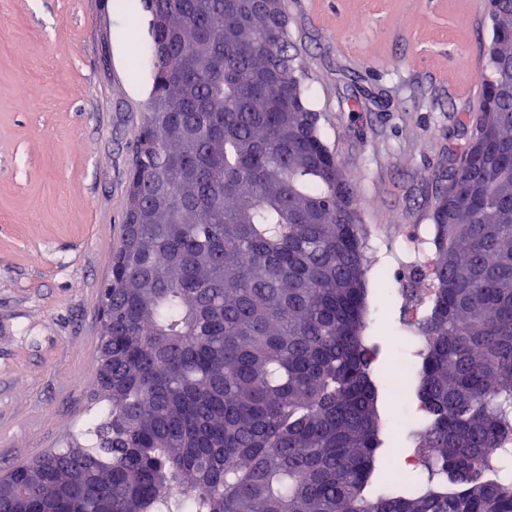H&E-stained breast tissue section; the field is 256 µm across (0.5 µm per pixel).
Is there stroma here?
<instances>
[{"mask_svg":"<svg viewBox=\"0 0 512 512\" xmlns=\"http://www.w3.org/2000/svg\"><path fill=\"white\" fill-rule=\"evenodd\" d=\"M149 20L142 0H0V473L90 443L105 409L83 380L152 91ZM491 34L487 0H288L319 133L386 241L427 223ZM400 316L389 299L371 317L387 374L409 348Z\"/></svg>","mask_w":512,"mask_h":512,"instance_id":"stroma-1","label":"stroma"}]
</instances>
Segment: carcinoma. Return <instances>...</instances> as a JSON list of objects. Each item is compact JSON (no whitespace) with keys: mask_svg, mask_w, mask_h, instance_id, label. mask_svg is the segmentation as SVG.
Segmentation results:
<instances>
[{"mask_svg":"<svg viewBox=\"0 0 512 512\" xmlns=\"http://www.w3.org/2000/svg\"><path fill=\"white\" fill-rule=\"evenodd\" d=\"M166 26L127 210L101 294L112 386L91 448L0 475L31 512H512V93L481 79L479 152L448 169L430 220L436 292L408 326V442L397 471L368 333L384 287L341 163L305 102L287 0H153ZM491 58L512 61V0L491 4ZM407 452H401L398 454V464L402 465ZM434 455V451L431 448H416L413 450L405 459L402 469L406 471H413L417 473H423L426 471V462L429 461Z\"/></svg>","mask_w":512,"mask_h":512,"instance_id":"obj_1","label":"carcinoma"}]
</instances>
